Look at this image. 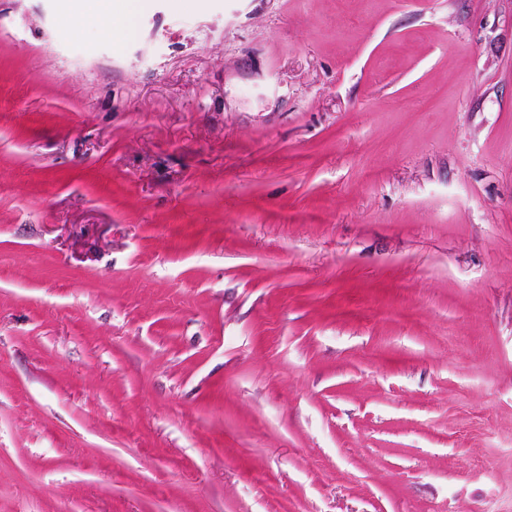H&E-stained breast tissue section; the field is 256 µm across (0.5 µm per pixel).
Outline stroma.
Instances as JSON below:
<instances>
[{"mask_svg": "<svg viewBox=\"0 0 512 512\" xmlns=\"http://www.w3.org/2000/svg\"><path fill=\"white\" fill-rule=\"evenodd\" d=\"M0 512H512V0H0ZM151 0H94L93 12L95 22L102 32L112 37L117 27L129 28L136 16L146 11Z\"/></svg>", "mask_w": 512, "mask_h": 512, "instance_id": "1", "label": "stroma"}]
</instances>
